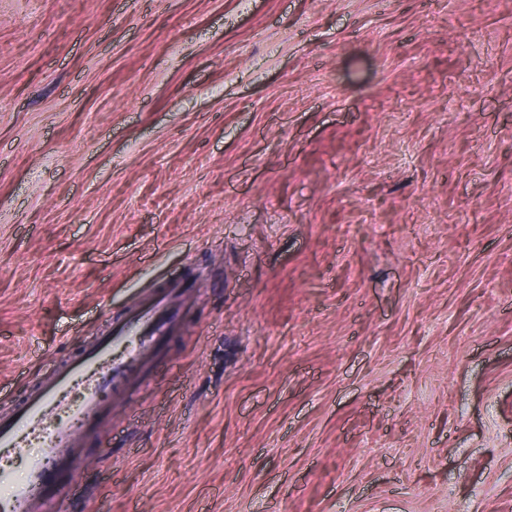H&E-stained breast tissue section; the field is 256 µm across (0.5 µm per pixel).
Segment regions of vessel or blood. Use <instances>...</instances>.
Returning <instances> with one entry per match:
<instances>
[{"instance_id": "obj_1", "label": "vessel or blood", "mask_w": 512, "mask_h": 512, "mask_svg": "<svg viewBox=\"0 0 512 512\" xmlns=\"http://www.w3.org/2000/svg\"><path fill=\"white\" fill-rule=\"evenodd\" d=\"M182 287L170 281L160 288L150 309L129 313L109 332L51 375L36 383L13 410L0 416V456L22 453L30 436L42 442L29 457L22 477L0 469V483L10 488L0 497V512H47L76 483L70 460L105 414L100 396L128 384L163 356L179 317L172 308Z\"/></svg>"}]
</instances>
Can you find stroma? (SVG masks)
<instances>
[{
	"instance_id": "35a3bbf8",
	"label": "stroma",
	"mask_w": 512,
	"mask_h": 512,
	"mask_svg": "<svg viewBox=\"0 0 512 512\" xmlns=\"http://www.w3.org/2000/svg\"><path fill=\"white\" fill-rule=\"evenodd\" d=\"M176 279L90 512H512V0H0V414Z\"/></svg>"
}]
</instances>
